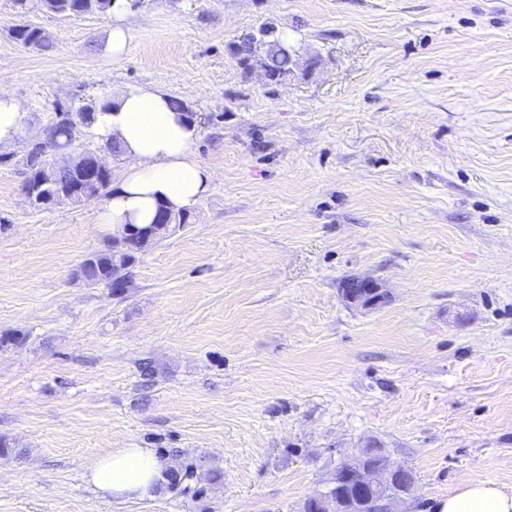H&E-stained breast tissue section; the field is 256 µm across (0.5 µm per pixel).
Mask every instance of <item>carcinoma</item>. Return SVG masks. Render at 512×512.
I'll use <instances>...</instances> for the list:
<instances>
[{
	"mask_svg": "<svg viewBox=\"0 0 512 512\" xmlns=\"http://www.w3.org/2000/svg\"><path fill=\"white\" fill-rule=\"evenodd\" d=\"M42 9L53 15L81 17L88 13L108 14L112 9V0H41ZM13 38L24 45L32 47L47 46L43 30L31 24H18L12 28ZM233 54L238 57L245 69L259 65L265 68L272 82L279 83L293 74L295 50L288 42L280 38L275 28L263 25L258 35L250 40L235 45ZM97 103L84 105L77 112L61 111L56 113L55 120L48 126L47 135L51 150L58 153L71 150L74 146L77 125H88L94 119ZM24 165L29 174L34 176V192L32 206L38 210L46 209V203L62 192L72 193L82 201H89L101 195L111 182V171L102 173L97 183L86 185L75 176L74 165L62 161L53 166H45V159L35 149L27 154ZM184 224L186 216L173 214L162 208L154 223L140 226L138 230L160 233L161 224ZM134 242H129L121 252L112 251V247L94 251L81 262L79 278L89 285H105L115 290L125 284L123 266L127 258L135 256ZM166 482L164 489L172 493H186L191 484L206 480L213 482L221 477L217 471L202 476L197 467L191 463H181L174 471L164 473Z\"/></svg>",
	"mask_w": 512,
	"mask_h": 512,
	"instance_id": "1",
	"label": "carcinoma"
}]
</instances>
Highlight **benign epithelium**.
I'll use <instances>...</instances> for the list:
<instances>
[{"mask_svg":"<svg viewBox=\"0 0 512 512\" xmlns=\"http://www.w3.org/2000/svg\"><path fill=\"white\" fill-rule=\"evenodd\" d=\"M75 154L77 171L89 180L106 169L94 149L81 147ZM340 293L355 308L375 309L386 299L380 283L371 278L346 280ZM416 486L409 467L392 461L380 445L368 441L338 463L325 488L306 499L302 512H408Z\"/></svg>","mask_w":512,"mask_h":512,"instance_id":"7a95c632","label":"benign epithelium"}]
</instances>
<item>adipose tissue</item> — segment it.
I'll use <instances>...</instances> for the list:
<instances>
[{
  "mask_svg": "<svg viewBox=\"0 0 512 512\" xmlns=\"http://www.w3.org/2000/svg\"><path fill=\"white\" fill-rule=\"evenodd\" d=\"M135 12L134 0H113L106 57H124L127 20ZM30 131L22 103L0 89V149L19 146ZM89 132L99 142L117 143L127 161L97 216L111 233L153 223L162 206L175 214L190 212L211 188L213 172L192 151L197 121L175 111L161 90H115L101 100ZM173 465L152 448H120L97 459L88 476L103 497L128 500L159 492L164 472ZM433 512H512V486L470 482L437 500Z\"/></svg>",
  "mask_w": 512,
  "mask_h": 512,
  "instance_id": "ef3b65f1",
  "label": "adipose tissue"
}]
</instances>
